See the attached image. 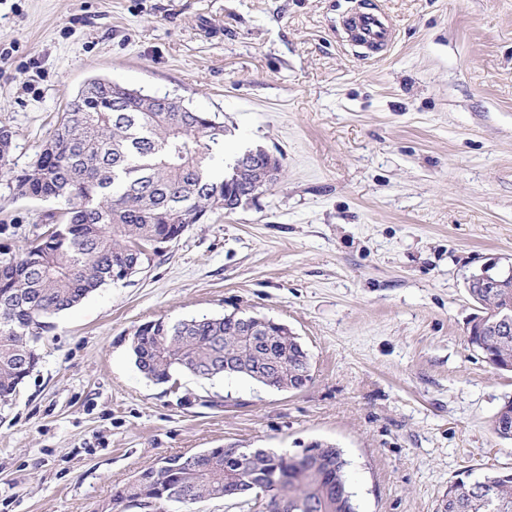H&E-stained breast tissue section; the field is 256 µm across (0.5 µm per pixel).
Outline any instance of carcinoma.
<instances>
[{
    "mask_svg": "<svg viewBox=\"0 0 512 512\" xmlns=\"http://www.w3.org/2000/svg\"><path fill=\"white\" fill-rule=\"evenodd\" d=\"M254 150L224 157V125L207 112L141 94L107 78H93L74 96L35 160L17 170L12 134L0 129V176L16 198L61 204L46 233L13 249L0 248V402L7 403L39 362L36 344L49 319L78 305L109 282L112 271L140 270L159 254V239L178 240L191 224L226 211L224 200L253 189ZM483 313L512 300V288L468 289ZM269 349L260 351L236 312L223 316L139 325L131 340L137 369L165 384L181 372L200 379L239 375L281 390L311 379L298 338L264 326ZM467 342L493 367L512 370V325L467 328ZM233 367L224 370V362ZM493 432L512 440V400L492 420ZM223 448L197 452L175 469L142 470L116 491L112 504L138 496L162 504L224 497V483L245 471L224 470ZM263 472L277 495L243 501L260 512H357L348 463L336 447L317 457L264 450ZM438 512H512V471L490 470L448 486Z\"/></svg>",
    "mask_w": 512,
    "mask_h": 512,
    "instance_id": "cac0c4a2",
    "label": "carcinoma"
}]
</instances>
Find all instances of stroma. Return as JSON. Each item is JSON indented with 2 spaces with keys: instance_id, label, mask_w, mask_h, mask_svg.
Instances as JSON below:
<instances>
[{
  "instance_id": "35a3bbf8",
  "label": "stroma",
  "mask_w": 512,
  "mask_h": 512,
  "mask_svg": "<svg viewBox=\"0 0 512 512\" xmlns=\"http://www.w3.org/2000/svg\"><path fill=\"white\" fill-rule=\"evenodd\" d=\"M364 6L393 24L383 56L348 39ZM94 77L210 113L226 155L261 147L282 171L53 317L0 405V512H139L115 491L206 448L334 444L358 512H437L455 480L512 470L491 431L512 373L465 337L469 276L512 260V0H0L17 168ZM59 208L0 178V246ZM235 310L300 337L305 387L137 369L140 324Z\"/></svg>"
}]
</instances>
